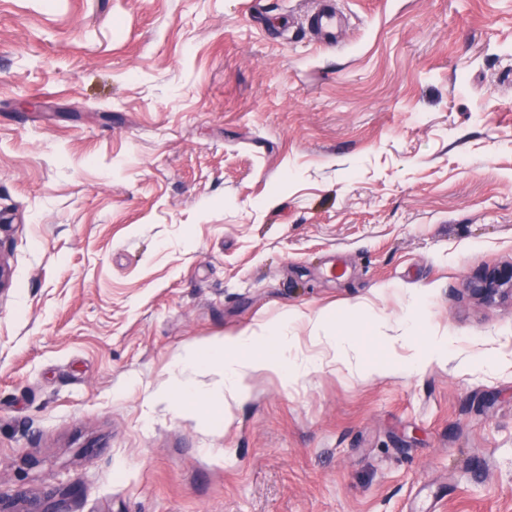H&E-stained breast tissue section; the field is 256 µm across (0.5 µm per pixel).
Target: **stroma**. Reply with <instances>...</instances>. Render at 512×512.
<instances>
[{
    "mask_svg": "<svg viewBox=\"0 0 512 512\" xmlns=\"http://www.w3.org/2000/svg\"><path fill=\"white\" fill-rule=\"evenodd\" d=\"M0 0V494L71 512H512V0ZM357 372L177 357L297 315ZM447 336L415 370L385 337ZM311 27L318 36L321 37L320 43L326 47L336 46V31L338 21L336 11L326 7L316 9L310 16ZM469 290L477 299L487 302L505 295L512 299V264L484 270L470 281Z\"/></svg>",
    "mask_w": 512,
    "mask_h": 512,
    "instance_id": "obj_1",
    "label": "stroma"
}]
</instances>
